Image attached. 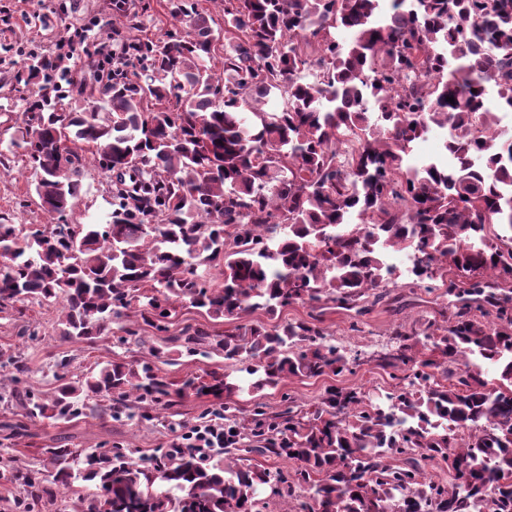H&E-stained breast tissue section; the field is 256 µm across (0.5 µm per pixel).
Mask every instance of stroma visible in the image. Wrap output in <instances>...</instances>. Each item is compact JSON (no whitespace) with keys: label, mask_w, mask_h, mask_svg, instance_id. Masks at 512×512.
Masks as SVG:
<instances>
[{"label":"stroma","mask_w":512,"mask_h":512,"mask_svg":"<svg viewBox=\"0 0 512 512\" xmlns=\"http://www.w3.org/2000/svg\"><path fill=\"white\" fill-rule=\"evenodd\" d=\"M11 9L9 24H0V44L35 47L45 53L55 52L58 43L74 32H81L82 41L76 45L77 54L104 40L110 31L108 17L102 16V0H0ZM20 58L14 53L0 51V139L10 140L21 122L16 105L17 95L10 83L4 82L6 71ZM36 181L22 162L0 166V215L9 216L14 224H42L46 216L35 191ZM25 199V207H17V199ZM108 179L98 170H90L83 181L82 196L74 218L80 223L103 222L110 212ZM470 279L456 270L432 280L430 289L409 290L389 286L388 295L369 313L356 316L354 311L325 305L321 326L332 344L357 357L353 373L335 378L338 386L359 387L365 390L391 388L393 381L379 362V355L388 351L393 330L400 325L413 326L423 322L443 323L452 317L459 302L457 292L471 288ZM59 308L55 305L27 303L21 318L0 319V349L23 354L31 371L22 377L20 388L50 395L54 386V364L59 355H73L70 377L76 378L95 365L127 354L153 361L168 379L181 382L185 377L203 376L204 372L232 373L237 362L213 356L197 360L181 355L173 344L151 330H142L138 340L120 343L108 335L92 344L73 345L61 338L56 329ZM327 379H305L286 382L283 388L266 389L237 397L240 416H248L255 404H266L275 411L282 395H290L297 403L318 402L328 383ZM23 423L19 408L0 401V458L12 457L28 467H37L44 448L62 438L82 448H109L120 445L151 451L167 447L174 434L175 424L156 420L144 422L137 418L112 420L106 415L89 413L68 422L46 419L24 423L19 434H10L9 425Z\"/></svg>","instance_id":"obj_1"}]
</instances>
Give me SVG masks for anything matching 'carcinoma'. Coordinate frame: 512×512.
<instances>
[{
	"mask_svg": "<svg viewBox=\"0 0 512 512\" xmlns=\"http://www.w3.org/2000/svg\"><path fill=\"white\" fill-rule=\"evenodd\" d=\"M161 7L170 28L141 34ZM129 58L94 82L69 83L61 56L30 50L10 72L21 153L37 178L43 225L0 221V317L58 302V335L93 343L137 312L189 356L241 361L181 387L140 359H115L59 384L49 399L12 389L31 422L90 408L115 419L170 410L187 393L224 402L291 379L352 372L319 319L267 327L244 318L298 302L368 312L384 296L388 251L417 255L409 288L452 267L512 280V136L487 105L512 110V0H224V34L200 0H112ZM221 58V71L211 64ZM454 98V102L446 98ZM447 129L446 160L409 164L414 145ZM109 174L103 224L74 220L88 168ZM504 233L495 231V226ZM219 276L221 284L212 283ZM496 321L464 304L449 323L394 332L380 357L389 391L331 388L304 409L237 419L224 447L149 457L60 444L38 469L0 476L22 512L94 481L76 512H264L262 485L301 512H512V308L473 287ZM224 319L222 334L187 324L176 305ZM17 383L29 372L9 354ZM260 455L291 470H258ZM448 466V481L430 470Z\"/></svg>",
	"mask_w": 512,
	"mask_h": 512,
	"instance_id": "obj_1",
	"label": "carcinoma"
}]
</instances>
